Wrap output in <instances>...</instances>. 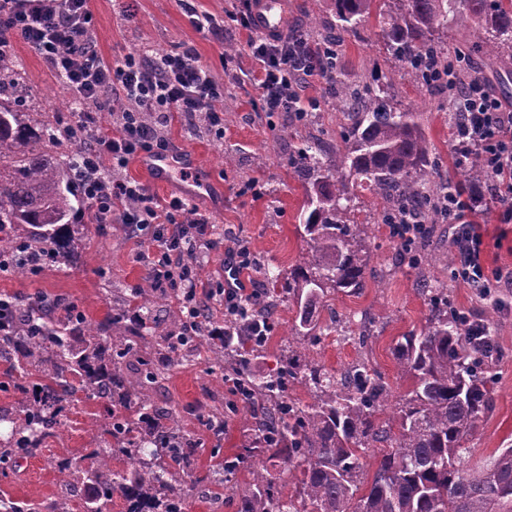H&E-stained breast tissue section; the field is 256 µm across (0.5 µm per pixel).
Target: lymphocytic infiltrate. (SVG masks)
<instances>
[{"label":"lymphocytic infiltrate","instance_id":"1","mask_svg":"<svg viewBox=\"0 0 512 512\" xmlns=\"http://www.w3.org/2000/svg\"><path fill=\"white\" fill-rule=\"evenodd\" d=\"M291 35L251 39L248 47L258 68L253 80L261 91L262 111L298 112L316 108L303 101V81L313 73L314 46L289 52ZM28 45L48 71L67 87L82 107L75 130L66 136L76 148L78 161L72 178L99 223L120 219L131 236L146 235L153 253L147 259L155 287L169 289L180 300L187 327H194L200 299L193 259L207 234L209 219L196 214L185 222L184 199L158 201L136 179L124 176L131 156L172 153L174 144L162 133L174 115L195 120L204 114L215 132L224 130V113L216 109L221 97L209 67L196 62L192 50L139 57L126 55L106 62L93 40L92 15L87 0H0V55L17 44ZM121 98L116 133L105 132L102 115ZM448 107L459 112L455 127L457 164L480 163L492 172V184L476 183L466 193L449 192L447 220L455 232L453 244L459 255L458 278L478 293L503 285L512 286V271L486 270L481 260L482 235L469 216L485 197L499 205L500 221L512 223V106L506 105L474 75L463 94L451 96ZM252 264L246 246L224 251V283L219 294L225 312L240 311L249 298L258 296L245 287L242 276Z\"/></svg>","mask_w":512,"mask_h":512}]
</instances>
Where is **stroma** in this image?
<instances>
[{"label":"stroma","mask_w":512,"mask_h":512,"mask_svg":"<svg viewBox=\"0 0 512 512\" xmlns=\"http://www.w3.org/2000/svg\"><path fill=\"white\" fill-rule=\"evenodd\" d=\"M136 16L126 20L117 0H89L94 21V38L106 61L143 52L169 53L189 47L200 64L210 67L224 87V133L215 135L204 119L187 127L175 117L165 129L167 137L184 151L202 158L203 176L210 187L190 198L192 209L207 214L211 224L206 243L196 253L199 284L218 288L224 280V250L246 244L258 265L250 273L254 284H262L265 269L288 270L302 263L305 244L299 230V215L305 201V187L294 173L289 144L314 137L336 143L342 116L332 93L320 76L309 77L303 87L306 97L318 101L316 110L297 118L292 112L266 114L258 111L260 90L250 75L255 67L247 42L250 31L235 29L230 19L231 0H196L198 10L223 22L226 35L215 40L198 31L190 22L180 0H133ZM375 25L343 32L344 64L352 78L366 84L379 78L391 83L395 101L401 108L423 111L427 132L436 147L441 174L458 182L461 171L453 164L454 115L448 112V95L426 93L414 86L404 72H392L380 50ZM480 35L477 27L448 28L449 50H460L469 58L470 71L480 73L499 96L512 101V70L492 66L473 46ZM233 46L225 56V46ZM14 56L24 71L31 95L27 101L35 118L48 119L60 128L74 124L77 116L65 102L70 91L46 69L41 58L27 45H18ZM236 158L225 166V152ZM76 207L83 218L75 256L37 275L20 277L0 273V292L14 294L27 302L37 292L49 293L64 302L78 305L88 320H101L112 306L127 298L144 283L147 264L141 258L146 243L131 239L125 225L95 223L85 200ZM472 220L484 241L483 260L488 268H512V223H501L495 200H486ZM421 255L428 274L447 288L454 310L473 319L494 321L496 344L491 362L496 373L493 407L484 415L470 442L476 456L486 457L512 446V289L503 288L484 297L454 274L458 256L451 230L445 223L430 225L421 242ZM369 266L375 270L365 288L338 292L317 313L319 325L336 321L343 335L328 336L315 351L327 368L342 370L359 359L383 376L391 396L404 393L409 379L400 376L391 347L403 334L420 328L429 315V305L416 291V272L400 255L396 239L387 226H379L371 236ZM295 301L282 303L264 354L253 358L250 369L263 375L275 368L283 352L289 330L297 315ZM375 322V333L367 344L358 343L355 332L361 319ZM210 353L206 346L184 350L180 365L164 368L161 386L155 393L159 405L173 407L184 432L194 440L213 445L212 435L198 421L201 412L218 408L224 412L225 454L241 452L249 432L243 405L233 402L223 381L210 375ZM95 407L79 404L67 410L65 425L58 437L48 439L35 454L21 455L16 470L0 478V493L13 501L37 504L59 497L62 481L55 467L69 459L77 468L70 480L80 496L91 492L84 473L92 461L86 456L90 441L91 415ZM212 462L206 452L197 454L191 466L189 512H236L238 498L227 492L211 497L205 477Z\"/></svg>","instance_id":"obj_1"}]
</instances>
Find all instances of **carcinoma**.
Here are the masks:
<instances>
[{
    "label": "carcinoma",
    "instance_id": "1",
    "mask_svg": "<svg viewBox=\"0 0 512 512\" xmlns=\"http://www.w3.org/2000/svg\"><path fill=\"white\" fill-rule=\"evenodd\" d=\"M336 29L356 28L375 19L379 44L419 88L458 79L461 63L448 53V24H474L487 34L477 49L490 60L512 56V0H323ZM319 74L332 87L345 128L341 144L330 149L305 139L291 152L304 181L306 210L302 238L306 255L288 271L265 272L263 299L248 306V319L270 320L288 296L298 306L288 353L271 373L249 371V357L267 347L264 336H246L244 321L233 322L234 336L211 344L212 371L239 380L250 415L251 436L243 451L224 456V413L211 410L201 423L215 438L210 449L218 468L213 483L236 485L250 475L237 512H512V448L480 461L469 448L477 425L492 408L488 357L476 358L462 317L448 310L444 288L422 272L417 242L427 234L399 240L401 252L418 270V292L430 315L417 331L393 347L411 387L382 418L388 388L368 362L341 372L309 356V347L337 332L324 327L317 310L338 291L364 286L369 239L375 224H434L447 203L448 182L434 181L435 147L417 109H401L388 88L369 84L356 92L343 67L338 37L320 43ZM24 76L10 56H0V229L25 224L27 234L0 236V259L14 269L17 260L39 256L42 267L67 260L75 251L77 196L65 179L73 164L57 151L56 127L27 115ZM491 173L474 163L463 182H485ZM368 190L379 208L365 224L351 217L356 188ZM152 287L139 289L101 322H91L76 306L55 316L57 299L37 294L26 306L0 293V361L7 365L0 389L26 396L20 422L0 407V423L12 424L0 437V475L9 476L20 452L55 436L63 413L76 401H94L105 423L92 422L94 447L87 471L95 497L86 512H107L112 498L126 512H188V467L199 443L181 434L171 409L158 406L152 390L162 371L157 356L195 347L206 336L186 334L180 315L161 319ZM110 362L104 363L105 344ZM306 390L309 400L288 390ZM374 454L377 468L363 481V459ZM278 459L291 474L284 494L257 459ZM122 460L127 469H112Z\"/></svg>",
    "mask_w": 512,
    "mask_h": 512
}]
</instances>
